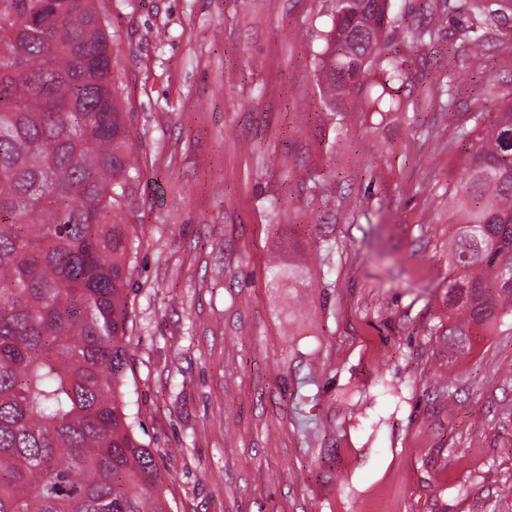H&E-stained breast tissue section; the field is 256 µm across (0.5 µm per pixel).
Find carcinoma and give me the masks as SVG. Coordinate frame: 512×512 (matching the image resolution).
<instances>
[{
    "instance_id": "carcinoma-1",
    "label": "carcinoma",
    "mask_w": 512,
    "mask_h": 512,
    "mask_svg": "<svg viewBox=\"0 0 512 512\" xmlns=\"http://www.w3.org/2000/svg\"><path fill=\"white\" fill-rule=\"evenodd\" d=\"M315 64L334 132L358 110L407 113L411 54L459 38L475 59L512 31V0H427L403 25L392 0H332ZM470 25L446 20L459 12ZM95 0H0V512H168L160 465L141 442L128 370L129 285L143 175L133 114L112 71ZM457 106L453 78L437 87ZM448 141L466 174L448 185V359L512 315V91ZM280 282L295 266L272 260Z\"/></svg>"
}]
</instances>
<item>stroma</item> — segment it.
Returning a JSON list of instances; mask_svg holds the SVG:
<instances>
[{
  "label": "stroma",
  "mask_w": 512,
  "mask_h": 512,
  "mask_svg": "<svg viewBox=\"0 0 512 512\" xmlns=\"http://www.w3.org/2000/svg\"><path fill=\"white\" fill-rule=\"evenodd\" d=\"M145 175L129 285L139 431L171 512H512V316L448 362V141L512 85V36L482 60L420 47L406 115L325 111L314 66L328 0H99ZM452 75L458 110L436 87ZM329 183L319 213L288 174ZM293 223L271 221V202ZM306 274L274 288L272 252Z\"/></svg>",
  "instance_id": "obj_1"
}]
</instances>
